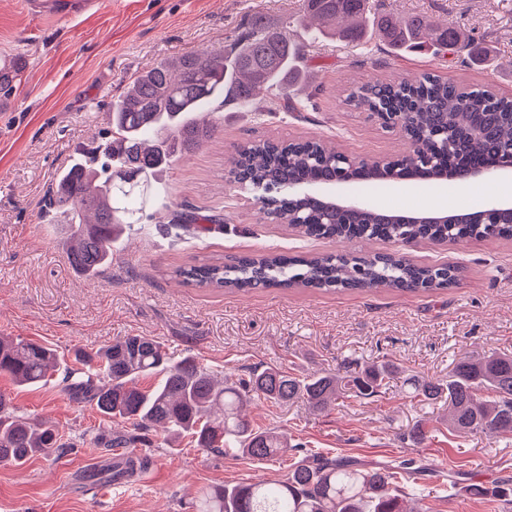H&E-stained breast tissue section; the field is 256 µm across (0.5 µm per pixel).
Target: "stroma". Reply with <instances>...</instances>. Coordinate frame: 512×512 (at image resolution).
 <instances>
[{"mask_svg": "<svg viewBox=\"0 0 512 512\" xmlns=\"http://www.w3.org/2000/svg\"><path fill=\"white\" fill-rule=\"evenodd\" d=\"M302 4L108 0L99 11L73 15L68 0L30 7L25 0H0V62L17 59L25 66L22 82L0 99V336L41 342L68 365L75 348L150 336L177 356L235 378L268 367L319 374L345 359L361 366L390 359L400 373L381 396L349 398L322 414L301 401L244 404L254 426L287 435L293 449L284 461L228 449L204 453L186 435L169 448L162 434H152L139 445L150 471L136 486L105 482L107 468L124 451L97 441L131 432L129 423L72 401L57 382L23 388L0 375V393L18 411L56 425L66 442L50 457L0 463V512H196L207 489L283 478L290 462L314 453L368 469L415 460L417 471L400 483L411 512H508L486 489L512 485V435L458 436L448 429L445 406L410 398L405 380L439 378L466 351H512V239L414 246V263L460 270L457 285L430 293L293 287L210 294L182 285L174 271L212 255L389 251L376 240H316L271 223L251 193L229 183V160L245 142L268 138L315 139L362 157L400 155L406 141L399 132L344 101L347 88L378 79L432 73L512 99V0H381L394 14L423 12L464 28L472 37L468 57L393 55L373 37L317 41L304 61L308 79L290 90L303 112L211 113L213 136L163 173L152 218L125 231L115 260L99 277H81L69 266L55 226L42 216L57 175L79 146L104 136L113 101L147 64L230 47L253 14L275 28ZM484 185V196L448 181L433 188L393 186L378 203L421 209L434 201L448 211L512 200V176L497 175ZM181 207L220 222L200 236L169 228ZM420 421L429 424L427 440L418 446L403 440Z\"/></svg>", "mask_w": 512, "mask_h": 512, "instance_id": "stroma-1", "label": "stroma"}]
</instances>
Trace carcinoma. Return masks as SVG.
<instances>
[{"instance_id":"cac0c4a2","label":"carcinoma","mask_w":512,"mask_h":512,"mask_svg":"<svg viewBox=\"0 0 512 512\" xmlns=\"http://www.w3.org/2000/svg\"><path fill=\"white\" fill-rule=\"evenodd\" d=\"M339 25L328 33L355 42L375 34L395 54L429 45L439 53L464 54L470 35L442 26L422 13L403 17L382 12L372 0H304V15H291L281 29L268 30L262 16L230 48L187 54L147 65L113 103L108 136L85 146L77 160L59 174L45 204L46 218L64 231L63 249L78 273L97 276L112 266L114 244L142 223L154 202L153 181L166 168L198 149L214 133V125L196 114L217 102L223 106L271 105L295 109L288 88L300 78L311 42L294 35L304 17ZM24 65H0V95L10 94L22 79ZM268 99L257 102L259 91ZM347 101L368 112H409V133L418 139L420 155L439 168L462 174L488 166L512 145V100L480 91H464L431 75L356 86ZM448 132V148L435 132ZM377 163L371 159L356 172L359 184L374 186ZM230 173L242 187H282L290 183H326L336 174V152L317 142L252 141L230 162ZM272 211L294 224L302 235L317 239L400 241L386 256L346 254L288 256L267 252L231 263L195 261L175 270L180 283L211 292H249L257 288L303 286L325 292L390 288L419 293L448 288L457 278L444 268L410 262L405 249L448 235L446 225L386 224V211L336 217L315 196L268 195ZM201 218L174 211L173 226L208 227ZM78 372L64 370L61 390L103 415L120 418L137 430L159 428L168 436L188 433L196 448L208 452L230 441L256 460L288 454V441L271 429L253 427L241 414L245 400L281 404L295 400L325 412L341 398H373L398 367L386 361L358 368L342 363L332 372L300 377L282 368L255 371L230 383L215 376L191 356L175 358L165 344L148 336H126L100 350L78 349ZM51 349L23 338L0 336V374L19 386L47 383L57 371ZM154 375L155 386H137ZM410 396L443 401L448 429L492 439L512 433V355L462 353L448 376L408 378ZM59 430L17 413L0 394V462L22 464L35 455L64 448ZM403 466L366 470L353 460L324 455L294 462L286 478L268 483L226 485L204 496L197 512H403L397 479Z\"/></svg>"}]
</instances>
